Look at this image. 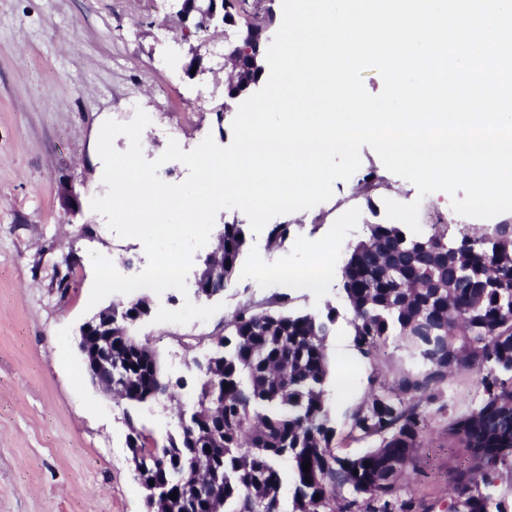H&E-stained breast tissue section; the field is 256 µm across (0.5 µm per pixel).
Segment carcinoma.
<instances>
[{
    "label": "carcinoma",
    "mask_w": 512,
    "mask_h": 512,
    "mask_svg": "<svg viewBox=\"0 0 512 512\" xmlns=\"http://www.w3.org/2000/svg\"><path fill=\"white\" fill-rule=\"evenodd\" d=\"M511 225L504 220L481 236L463 232L450 245L446 224L426 236L370 224L367 237L349 247L342 280L354 346L369 355L400 336L426 365L400 378L396 394L380 385L353 413V428L375 439L359 456L336 453L325 399L333 311L287 312L283 295L273 310L241 307L217 338L222 379L200 372L193 419L178 423L162 446L129 422L135 478L147 493L161 489L146 496L148 512H162L166 497L185 490L181 479L200 467L211 484L189 495L187 512H413L399 477L425 435L424 403L434 400L426 392L453 371L477 373L481 399L448 425L471 452V463L452 476L448 512H508L496 482L512 474ZM242 234V225H224L226 279L245 245ZM112 362L126 373L113 394L127 403H144L160 388L173 397L156 356L122 336L112 339ZM212 427L224 444L209 450ZM285 483L293 488L288 503L280 496Z\"/></svg>",
    "instance_id": "carcinoma-1"
}]
</instances>
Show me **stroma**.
Returning <instances> with one entry per match:
<instances>
[{
	"instance_id": "1",
	"label": "stroma",
	"mask_w": 512,
	"mask_h": 512,
	"mask_svg": "<svg viewBox=\"0 0 512 512\" xmlns=\"http://www.w3.org/2000/svg\"><path fill=\"white\" fill-rule=\"evenodd\" d=\"M177 10L176 0H0V512H147L133 474L129 423L164 443L176 431L178 404L195 397L193 360L210 353L214 336L240 307L265 306L276 294L288 295L294 312L335 309L325 340L334 442L337 453L364 452L373 442L353 430L352 413L374 383L392 385L424 364L395 339L368 358L355 349L341 275L350 245L366 237L368 225L387 223L388 198L419 202L424 235L439 218L452 241L495 224L458 215L446 193L419 196L362 147L358 171L335 182L329 201L277 216L292 227L282 245L264 233L247 235L209 320L157 323L150 315L131 325V334L157 354L175 400L132 406L106 396L85 376L78 348L90 318V254L111 258L125 276L140 273L147 257L140 241L118 237L88 213L89 200L107 191L99 177L100 122L126 123L143 109L152 118L143 154L152 160L171 139L186 151L209 135L228 145L240 105L227 97L228 71L213 52L223 27L196 35L179 23ZM193 60L200 70L191 75L185 66ZM369 172L377 176L372 188L363 183ZM63 183L76 193L78 210L63 205ZM314 239L332 246L322 289L255 276L261 264H309ZM64 277L70 287L63 293ZM436 393L425 409L428 433L402 479V495L413 498L416 512H447L449 482L470 459L448 424L477 407L472 376H449Z\"/></svg>"
}]
</instances>
